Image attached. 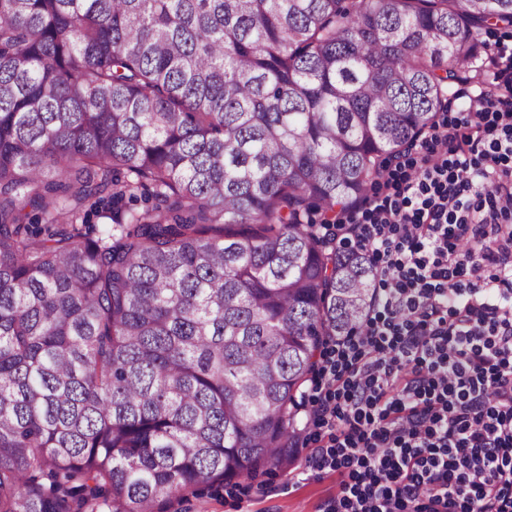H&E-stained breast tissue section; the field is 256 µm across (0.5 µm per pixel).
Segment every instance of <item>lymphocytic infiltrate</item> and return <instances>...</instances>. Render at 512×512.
Here are the masks:
<instances>
[{
	"instance_id": "lymphocytic-infiltrate-1",
	"label": "lymphocytic infiltrate",
	"mask_w": 512,
	"mask_h": 512,
	"mask_svg": "<svg viewBox=\"0 0 512 512\" xmlns=\"http://www.w3.org/2000/svg\"><path fill=\"white\" fill-rule=\"evenodd\" d=\"M457 116L337 218L382 291L307 395L323 512H512V46Z\"/></svg>"
}]
</instances>
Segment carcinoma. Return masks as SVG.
I'll use <instances>...</instances> for the list:
<instances>
[{"mask_svg":"<svg viewBox=\"0 0 512 512\" xmlns=\"http://www.w3.org/2000/svg\"><path fill=\"white\" fill-rule=\"evenodd\" d=\"M501 25L512 0H0V512L286 470L376 300L326 218Z\"/></svg>","mask_w":512,"mask_h":512,"instance_id":"obj_1","label":"carcinoma"}]
</instances>
